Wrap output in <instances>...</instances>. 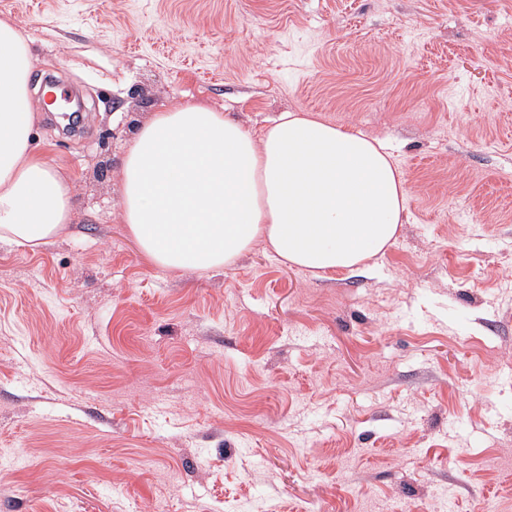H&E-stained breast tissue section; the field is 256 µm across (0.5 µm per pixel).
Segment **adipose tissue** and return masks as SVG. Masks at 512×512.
Here are the masks:
<instances>
[{"label":"adipose tissue","instance_id":"1","mask_svg":"<svg viewBox=\"0 0 512 512\" xmlns=\"http://www.w3.org/2000/svg\"><path fill=\"white\" fill-rule=\"evenodd\" d=\"M34 57L0 19V239L35 248L71 221L73 191L30 136ZM121 214L154 265L229 267L256 245L324 277L354 272L394 242L408 211L402 174L381 141L308 112L253 135L198 103L163 107L127 142Z\"/></svg>","mask_w":512,"mask_h":512}]
</instances>
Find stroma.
I'll use <instances>...</instances> for the list:
<instances>
[{
  "mask_svg": "<svg viewBox=\"0 0 512 512\" xmlns=\"http://www.w3.org/2000/svg\"><path fill=\"white\" fill-rule=\"evenodd\" d=\"M72 222L0 241V512H512V0H0ZM200 101L384 142L395 242L317 277L256 246L177 272L120 217L131 131ZM27 488L15 497L12 486Z\"/></svg>",
  "mask_w": 512,
  "mask_h": 512,
  "instance_id": "1",
  "label": "stroma"
}]
</instances>
